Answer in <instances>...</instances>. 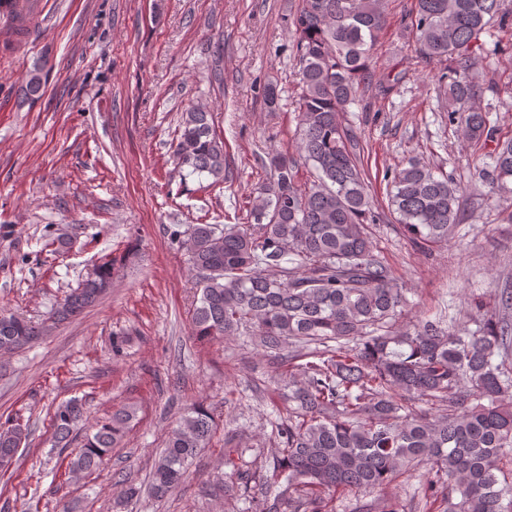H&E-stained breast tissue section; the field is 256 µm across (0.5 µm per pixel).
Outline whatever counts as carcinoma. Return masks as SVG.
Returning a JSON list of instances; mask_svg holds the SVG:
<instances>
[{"label":"carcinoma","instance_id":"obj_1","mask_svg":"<svg viewBox=\"0 0 512 512\" xmlns=\"http://www.w3.org/2000/svg\"><path fill=\"white\" fill-rule=\"evenodd\" d=\"M505 0H416L401 38L416 56L441 66L448 124L471 142L491 140L480 105L481 36L512 31ZM386 25L383 0H302L291 21L296 60V153L268 157L270 179L252 191L251 224H190L173 236L199 288L193 333L200 339L250 333L283 368L277 383L288 416L275 424L265 465L224 451V498L250 501V512H335L336 495L383 494L377 512H402L389 485L427 467L417 495L428 512H508L512 508V289L494 292V312L476 328L423 317L399 318L406 289L375 254L368 225L379 220L361 149L344 113L375 84L391 94L404 72L371 71ZM45 85L29 72L24 94ZM172 157L183 177L224 182V140L208 107L182 113ZM479 178L507 188L512 138L498 141ZM313 178L299 179V167ZM391 205L412 243L445 244L459 222L460 187L408 161L394 172ZM126 254L96 266L40 323L0 313V356L35 343L55 321L82 311L111 284ZM84 402L72 398L50 416L54 447L67 454L65 475L88 476L119 445L137 409L120 405L78 435ZM216 430L214 410L185 409L149 470L148 493L163 499L189 476V465ZM29 422L0 426V469L29 448ZM266 495L249 500L250 484Z\"/></svg>","mask_w":512,"mask_h":512}]
</instances>
